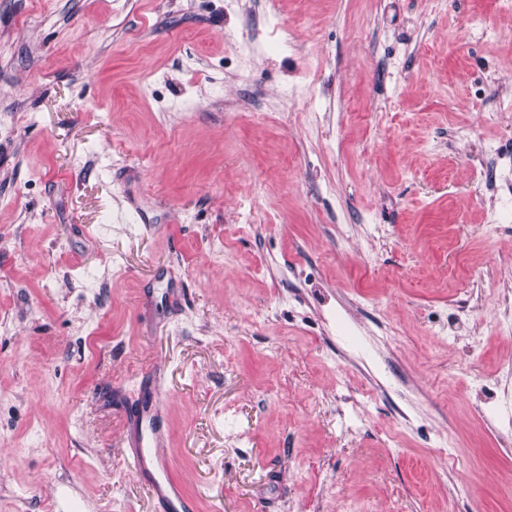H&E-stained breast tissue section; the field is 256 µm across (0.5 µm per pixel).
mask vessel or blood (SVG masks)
Masks as SVG:
<instances>
[{
    "instance_id": "vessel-or-blood-1",
    "label": "vessel or blood",
    "mask_w": 512,
    "mask_h": 512,
    "mask_svg": "<svg viewBox=\"0 0 512 512\" xmlns=\"http://www.w3.org/2000/svg\"><path fill=\"white\" fill-rule=\"evenodd\" d=\"M163 394L156 375H145L138 403L123 426L124 461L143 476L146 493L158 512H195L193 501L170 472L166 452L169 434L161 420Z\"/></svg>"
}]
</instances>
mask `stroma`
<instances>
[{
  "mask_svg": "<svg viewBox=\"0 0 512 512\" xmlns=\"http://www.w3.org/2000/svg\"><path fill=\"white\" fill-rule=\"evenodd\" d=\"M512 512V10L0 0V512ZM160 369L143 376L138 403L126 417L122 432L124 461L140 477L145 474L146 493L158 512H195V505L182 484L170 472L166 449L168 430L162 424V384Z\"/></svg>",
  "mask_w": 512,
  "mask_h": 512,
  "instance_id": "stroma-1",
  "label": "stroma"
}]
</instances>
